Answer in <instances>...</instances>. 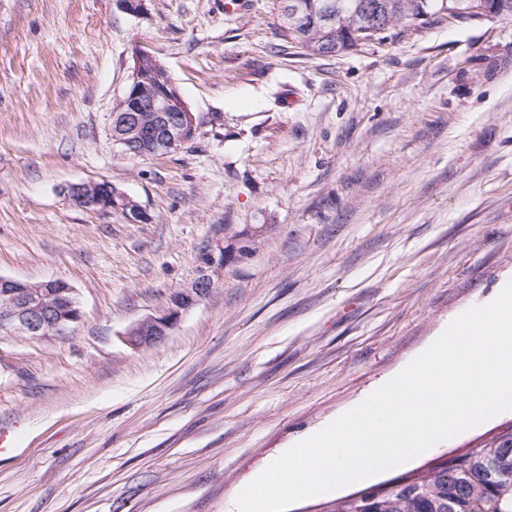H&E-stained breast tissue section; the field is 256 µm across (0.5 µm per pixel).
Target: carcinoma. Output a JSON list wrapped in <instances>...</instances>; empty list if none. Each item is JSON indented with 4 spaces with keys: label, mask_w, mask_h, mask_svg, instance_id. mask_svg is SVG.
Returning <instances> with one entry per match:
<instances>
[{
    "label": "carcinoma",
    "mask_w": 512,
    "mask_h": 512,
    "mask_svg": "<svg viewBox=\"0 0 512 512\" xmlns=\"http://www.w3.org/2000/svg\"><path fill=\"white\" fill-rule=\"evenodd\" d=\"M297 13L284 14L283 36L309 56L355 50L352 30L361 26L359 4L365 0H288ZM387 6L382 32L398 36L405 26L445 21L443 6L456 21L487 11L512 19V0H378ZM357 502L341 497L324 512H512V425L487 443L457 455L454 464L437 457L418 471L369 486Z\"/></svg>",
    "instance_id": "cac0c4a2"
}]
</instances>
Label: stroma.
Listing matches in <instances>:
<instances>
[{
  "label": "stroma",
  "instance_id": "35a3bbf8",
  "mask_svg": "<svg viewBox=\"0 0 512 512\" xmlns=\"http://www.w3.org/2000/svg\"><path fill=\"white\" fill-rule=\"evenodd\" d=\"M224 2L0 0V276L64 280L81 310L52 339L0 334V512H224L512 280V19L312 57L280 0ZM137 43L198 124L164 156L112 141ZM101 180L145 219L64 192ZM218 243L209 295L128 347Z\"/></svg>",
  "mask_w": 512,
  "mask_h": 512
}]
</instances>
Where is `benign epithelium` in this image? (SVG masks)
Listing matches in <instances>:
<instances>
[{"instance_id": "7a95c632", "label": "benign epithelium", "mask_w": 512, "mask_h": 512, "mask_svg": "<svg viewBox=\"0 0 512 512\" xmlns=\"http://www.w3.org/2000/svg\"><path fill=\"white\" fill-rule=\"evenodd\" d=\"M153 58L154 55L141 45L133 48L130 84L143 88L152 83L146 67ZM142 112L156 113V121L142 125ZM195 126V115L176 87L170 95L149 90L130 105L122 100L112 113V139L124 155L132 158L147 144L164 154L178 150L188 143L184 130ZM65 192L76 205L85 209L120 207L126 210L136 205L110 182L72 183L65 187ZM207 257L208 263L203 266L200 277L176 292L159 314L132 326L123 336L126 344L139 349L163 340L183 313L203 298L201 289L213 286L211 272L224 268V247L208 250ZM56 284L55 280L33 284L0 276V334L36 339L65 334L80 320L81 311L73 289L58 288Z\"/></svg>"}]
</instances>
